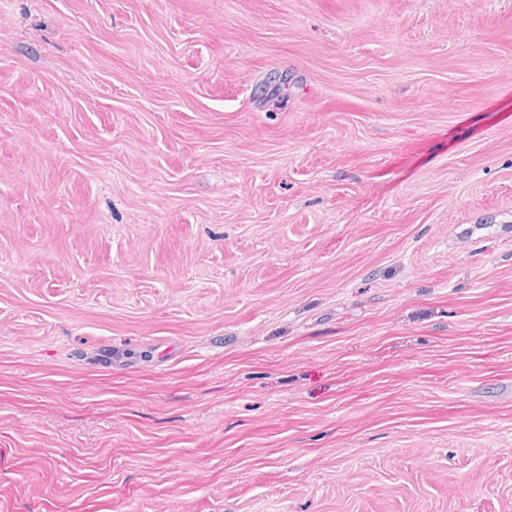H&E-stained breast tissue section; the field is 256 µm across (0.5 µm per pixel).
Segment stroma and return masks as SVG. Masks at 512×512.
<instances>
[{"label":"stroma","mask_w":512,"mask_h":512,"mask_svg":"<svg viewBox=\"0 0 512 512\" xmlns=\"http://www.w3.org/2000/svg\"><path fill=\"white\" fill-rule=\"evenodd\" d=\"M0 512H512V0H0Z\"/></svg>","instance_id":"1"}]
</instances>
